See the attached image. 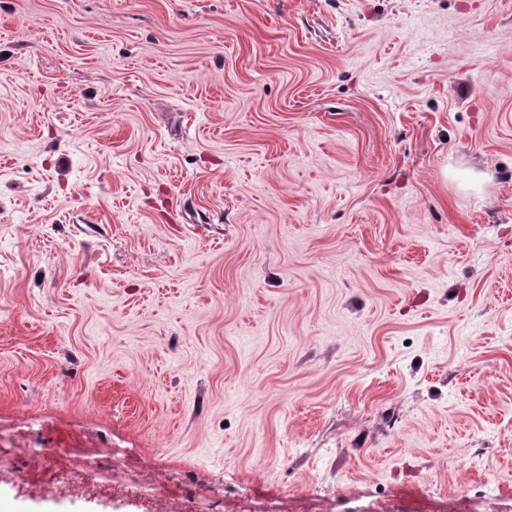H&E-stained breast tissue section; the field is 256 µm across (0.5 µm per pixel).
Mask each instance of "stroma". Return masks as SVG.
Returning a JSON list of instances; mask_svg holds the SVG:
<instances>
[{
  "label": "stroma",
  "instance_id": "1",
  "mask_svg": "<svg viewBox=\"0 0 512 512\" xmlns=\"http://www.w3.org/2000/svg\"><path fill=\"white\" fill-rule=\"evenodd\" d=\"M8 427L10 512H512V0H0Z\"/></svg>",
  "mask_w": 512,
  "mask_h": 512
}]
</instances>
